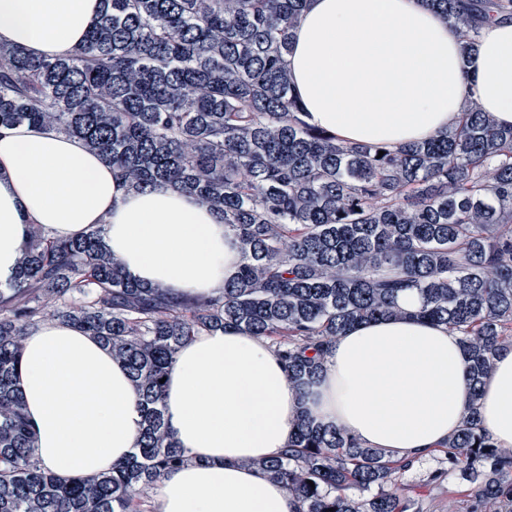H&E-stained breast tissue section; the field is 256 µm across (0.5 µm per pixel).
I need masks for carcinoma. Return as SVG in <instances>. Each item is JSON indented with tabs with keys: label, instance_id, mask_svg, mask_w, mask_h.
Here are the masks:
<instances>
[{
	"label": "carcinoma",
	"instance_id": "carcinoma-1",
	"mask_svg": "<svg viewBox=\"0 0 512 512\" xmlns=\"http://www.w3.org/2000/svg\"><path fill=\"white\" fill-rule=\"evenodd\" d=\"M474 44L512 0H426ZM100 23L72 55L37 59L0 45V128L75 137L133 190L194 195L239 241L236 278L179 300L133 279L103 243L105 225L67 240L31 224L15 280L0 289V512H138L187 461L164 416L165 384L193 337L233 327L269 340L288 383L320 377L336 338L371 320L448 326L469 356L471 399L427 485L470 487L465 512H512V447L480 427L477 401L512 349V127L465 95L454 129L396 150L344 144L312 127L284 59L306 0H101ZM412 291L418 306H403ZM48 321L94 336L138 399L133 455L69 481L35 456L17 387L27 337ZM415 458L391 459L302 410L288 447L251 462L283 482L296 512H423L398 486Z\"/></svg>",
	"mask_w": 512,
	"mask_h": 512
}]
</instances>
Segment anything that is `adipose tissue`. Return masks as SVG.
Listing matches in <instances>:
<instances>
[{
    "instance_id": "obj_1",
    "label": "adipose tissue",
    "mask_w": 512,
    "mask_h": 512,
    "mask_svg": "<svg viewBox=\"0 0 512 512\" xmlns=\"http://www.w3.org/2000/svg\"><path fill=\"white\" fill-rule=\"evenodd\" d=\"M101 19L100 0H0V44L34 57L71 55ZM285 64L311 126L346 143L393 148L451 129L466 92L512 125V21L485 22L471 56L425 0H308ZM56 239L105 225L135 279L188 299L232 280L239 243L193 196L130 189L80 140L29 125L0 128V285L12 282L28 227ZM36 454L63 479L131 454L140 413L125 368L69 324L28 337L18 374ZM469 363L456 333L420 319L367 322L337 338L322 377L293 388L265 339L228 328L196 336L168 375L166 422L189 458L155 484V512H295L287 488L251 459L288 445L300 407L396 458L424 457L460 425ZM479 412L512 447V350L485 379Z\"/></svg>"
}]
</instances>
